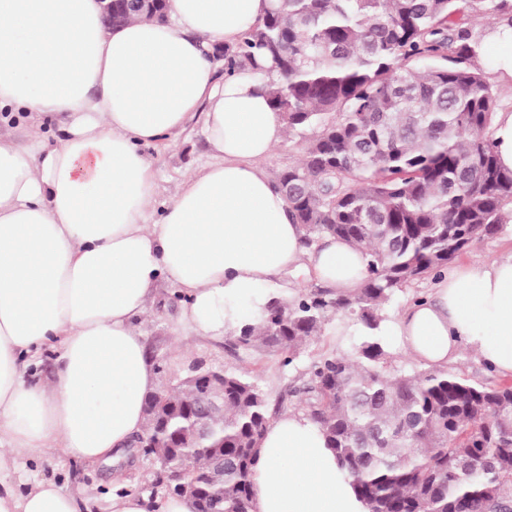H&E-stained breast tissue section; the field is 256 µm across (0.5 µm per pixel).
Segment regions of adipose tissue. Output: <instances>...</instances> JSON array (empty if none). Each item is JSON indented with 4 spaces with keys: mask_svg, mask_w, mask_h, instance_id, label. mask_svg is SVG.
I'll return each mask as SVG.
<instances>
[{
    "mask_svg": "<svg viewBox=\"0 0 512 512\" xmlns=\"http://www.w3.org/2000/svg\"><path fill=\"white\" fill-rule=\"evenodd\" d=\"M271 0H169L171 23L103 22L100 0H0V123L26 122L30 145L0 133V512H80L52 478L14 480L48 450L88 464L124 452L156 390L137 325L159 280L184 297L201 336L256 321L268 284L308 267L351 293L361 252L326 237L312 251L263 162L286 137L262 83L217 80L213 54ZM212 160L154 218L144 147L183 131L197 109ZM70 122L56 142L47 118ZM434 369L472 349L512 378V250L443 274L394 326ZM56 355L47 377L37 373ZM251 512H369L322 428L302 413L257 446ZM110 512H194L186 498L113 496Z\"/></svg>",
    "mask_w": 512,
    "mask_h": 512,
    "instance_id": "obj_1",
    "label": "adipose tissue"
}]
</instances>
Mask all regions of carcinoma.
<instances>
[{
	"instance_id": "1",
	"label": "carcinoma",
	"mask_w": 512,
	"mask_h": 512,
	"mask_svg": "<svg viewBox=\"0 0 512 512\" xmlns=\"http://www.w3.org/2000/svg\"><path fill=\"white\" fill-rule=\"evenodd\" d=\"M160 20L152 6L118 10ZM512 0H273L224 62L250 65L288 131L313 136L278 179L305 245L336 236L363 250L354 293L274 299L235 345L293 356L330 314L364 328L350 354L315 361L303 387L338 464L369 512H488L512 504V384L489 388L435 369L385 366L380 310L437 274L512 214V171L497 161V97L475 64L473 30ZM187 378L161 391L144 443L164 472L202 478L207 512H249L256 446L271 415L256 380L224 371V473L205 448H170L193 432Z\"/></svg>"
}]
</instances>
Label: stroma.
I'll return each instance as SVG.
<instances>
[{"mask_svg":"<svg viewBox=\"0 0 512 512\" xmlns=\"http://www.w3.org/2000/svg\"><path fill=\"white\" fill-rule=\"evenodd\" d=\"M148 155L156 182L153 212L158 215L179 186L210 159L201 117H193L177 141L161 142L149 149ZM181 315L182 298L177 289L159 281L147 312L138 323L146 353L159 368V386L172 384L197 360L212 368L245 371L257 379L275 418L288 411H303L300 387L316 360L327 354L350 353L361 340L354 320L343 312L334 314L320 334L308 339L286 366L277 351L235 346L232 334L219 338L195 335ZM160 470L155 457L143 454L90 467L60 458L50 450L39 463L21 469L18 477L24 481L35 476L58 479L68 489L80 492L82 512H108L112 492L133 491L150 498L163 493V486L156 482Z\"/></svg>","mask_w":512,"mask_h":512,"instance_id":"stroma-1","label":"stroma"}]
</instances>
